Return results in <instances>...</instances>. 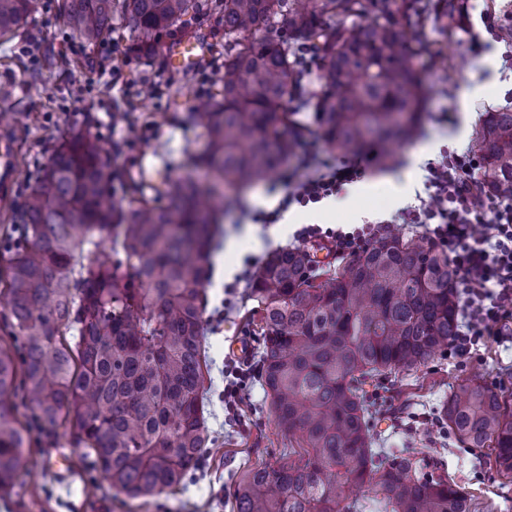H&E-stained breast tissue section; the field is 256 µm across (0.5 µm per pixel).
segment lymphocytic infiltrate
I'll use <instances>...</instances> for the list:
<instances>
[{
    "label": "lymphocytic infiltrate",
    "mask_w": 512,
    "mask_h": 512,
    "mask_svg": "<svg viewBox=\"0 0 512 512\" xmlns=\"http://www.w3.org/2000/svg\"><path fill=\"white\" fill-rule=\"evenodd\" d=\"M478 166L474 155L455 153L428 163V198L401 215L403 223L424 228L460 275L462 329L452 344L460 357L470 354L479 341L499 335L512 318V200L486 197L474 175ZM364 173V159L343 160L327 173L300 181L291 199L303 207L318 203ZM388 230L385 224L350 231L314 224L305 227L299 239L327 240L337 254H354Z\"/></svg>",
    "instance_id": "lymphocytic-infiltrate-1"
}]
</instances>
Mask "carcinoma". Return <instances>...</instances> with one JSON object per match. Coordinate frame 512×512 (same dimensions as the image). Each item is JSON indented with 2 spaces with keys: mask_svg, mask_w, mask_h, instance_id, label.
<instances>
[{
  "mask_svg": "<svg viewBox=\"0 0 512 512\" xmlns=\"http://www.w3.org/2000/svg\"><path fill=\"white\" fill-rule=\"evenodd\" d=\"M33 0H0V36L27 22ZM71 34L93 49L119 13L151 53L204 11L224 19V93L187 119L209 142L195 174L166 202L109 196L110 160L73 132L26 194L18 235L4 245L11 349H0V491L14 485L32 427L10 401L17 386L41 428L70 424L73 442L116 492L148 499L183 484L209 437L203 314L224 208L299 159L312 110L333 147L375 144L385 161L414 137L425 106L413 63L430 50L415 32L457 20L456 0H62ZM323 72L304 93L299 56ZM481 188L512 198V107L482 115L474 137ZM107 254H98L105 242ZM458 273L431 244L399 231L370 242L341 272L302 249L272 252L250 278L264 333L258 378L276 425L298 436L274 465L244 471L236 512H357L353 488L381 512H469V494L437 464L374 448L366 386L431 364L459 332ZM74 330V342L66 332ZM439 418L460 447L493 450L512 476V405L480 378L448 390Z\"/></svg>",
  "mask_w": 512,
  "mask_h": 512,
  "instance_id": "carcinoma-1",
  "label": "carcinoma"
}]
</instances>
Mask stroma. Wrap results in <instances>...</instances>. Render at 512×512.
Segmentation results:
<instances>
[{"instance_id": "stroma-1", "label": "stroma", "mask_w": 512, "mask_h": 512, "mask_svg": "<svg viewBox=\"0 0 512 512\" xmlns=\"http://www.w3.org/2000/svg\"><path fill=\"white\" fill-rule=\"evenodd\" d=\"M504 3L474 0L469 13L446 29L425 22L426 39L441 46L446 59L440 62L427 54L416 58L427 95L421 128L413 140L398 146L394 165L383 166L377 150L366 149L363 179L373 183L371 193L345 210L329 211L320 203L293 205L287 222H255L257 212L278 208L294 182L317 175L320 160L346 159V151L310 135L306 141L315 145L318 158L306 156L286 164L291 181H259L237 206L225 211L203 330L212 360L206 415L212 441L197 472L176 489L148 500H129L93 477L87 455L68 432L36 430L15 485L0 492V512H235L233 476L275 462L288 445L258 380H250L241 392L245 427L224 417V366L232 361V337L247 341L249 363H259L262 338L246 298L249 271L272 251L294 247V233L304 225L332 228L391 220L425 194L426 163L452 151L471 152L485 108L512 103V45L491 33L506 12ZM114 25L111 38L89 50L63 25L58 0H34L18 35L0 39V114L9 116L17 147L16 181L7 205L0 206V240L13 235L27 190L55 146L73 131L87 132L107 150L119 146L112 161L114 183L136 184L146 197H154L164 183L192 173L193 158L204 150L207 132L183 117L197 96L219 90L221 58L211 54L193 69L175 70L164 47L151 56L131 54L134 29L121 18ZM145 81L156 85L155 96L140 94ZM113 112L127 114L128 124L138 130L136 138L128 137L127 124L108 127ZM429 142L433 151L422 152V145ZM477 373L512 393V321L499 337L473 347L466 361L442 352L416 376L386 382L378 391L386 415L377 423L376 445L423 451L442 460L444 470L471 494V512H512V479L444 437L434 416L449 387ZM59 454L70 460L71 474L47 466V459Z\"/></svg>"}]
</instances>
